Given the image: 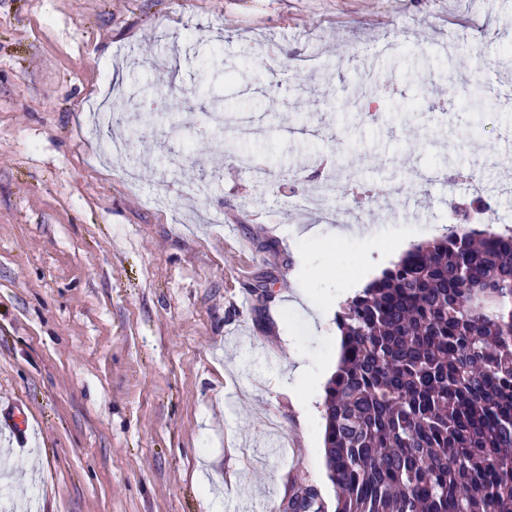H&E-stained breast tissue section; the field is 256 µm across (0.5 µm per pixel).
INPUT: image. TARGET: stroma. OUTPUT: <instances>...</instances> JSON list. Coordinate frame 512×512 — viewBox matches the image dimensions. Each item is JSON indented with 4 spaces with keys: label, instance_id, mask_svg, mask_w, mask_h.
Wrapping results in <instances>:
<instances>
[{
    "label": "stroma",
    "instance_id": "35a3bbf8",
    "mask_svg": "<svg viewBox=\"0 0 512 512\" xmlns=\"http://www.w3.org/2000/svg\"><path fill=\"white\" fill-rule=\"evenodd\" d=\"M510 46L512 0H0V412L30 423L0 433L5 512H277L302 484L333 505L339 305L451 205L512 228ZM373 76L367 123L344 104ZM147 85L185 90L179 111ZM111 90L137 115L121 166L87 132ZM242 117L227 155L213 133ZM354 165L397 191L330 221L290 206ZM215 169L205 201L179 195Z\"/></svg>",
    "mask_w": 512,
    "mask_h": 512
}]
</instances>
